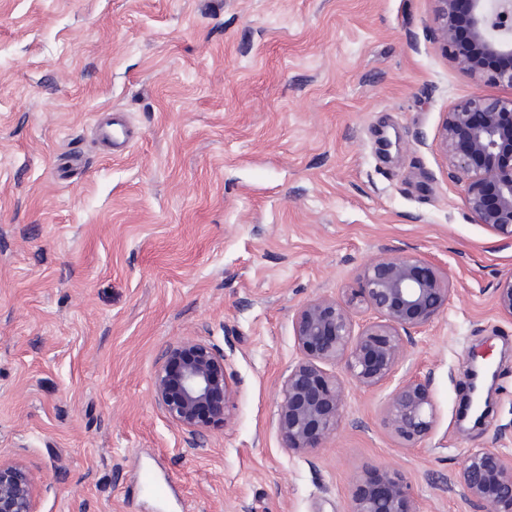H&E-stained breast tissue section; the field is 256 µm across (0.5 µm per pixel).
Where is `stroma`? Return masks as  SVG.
Returning a JSON list of instances; mask_svg holds the SVG:
<instances>
[{
    "instance_id": "stroma-1",
    "label": "stroma",
    "mask_w": 512,
    "mask_h": 512,
    "mask_svg": "<svg viewBox=\"0 0 512 512\" xmlns=\"http://www.w3.org/2000/svg\"><path fill=\"white\" fill-rule=\"evenodd\" d=\"M435 0H0V454L41 474L37 512H350L391 468L422 512H483L466 454H512V242L473 223L440 150L473 94ZM134 136L112 155L98 128ZM399 136L400 149L381 141ZM417 255L452 281L401 374L437 409L404 448L390 385L347 383L330 440L282 448L292 320L344 298L372 259ZM229 357L230 420L201 446L154 401L169 343ZM490 408L462 419L472 353ZM171 483L159 497L141 471Z\"/></svg>"
}]
</instances>
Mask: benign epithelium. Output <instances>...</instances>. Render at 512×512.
Returning <instances> with one entry per match:
<instances>
[{"instance_id":"obj_1","label":"benign epithelium","mask_w":512,"mask_h":512,"mask_svg":"<svg viewBox=\"0 0 512 512\" xmlns=\"http://www.w3.org/2000/svg\"><path fill=\"white\" fill-rule=\"evenodd\" d=\"M436 33L453 63L480 81L512 89V0H435ZM440 146L465 184L464 204L477 224L512 242V99L483 94L456 103L446 114ZM448 272L418 257H380L368 263L358 287L343 299L317 298L293 318L302 357L289 369L278 404L281 447L305 453L338 429L346 403L339 368L357 385L392 381L411 331L430 324L448 306ZM495 303L512 317V276L496 288ZM366 309L375 320L356 327ZM223 352L198 336L168 345L152 378V393L168 419L200 443L231 416L234 392ZM383 427L404 448L435 429L436 407L425 382L398 381L382 412ZM38 473L17 458L0 455V512H37ZM459 483L486 512H512V455L476 448L464 459ZM351 512H421L402 477L390 469L359 480Z\"/></svg>"}]
</instances>
